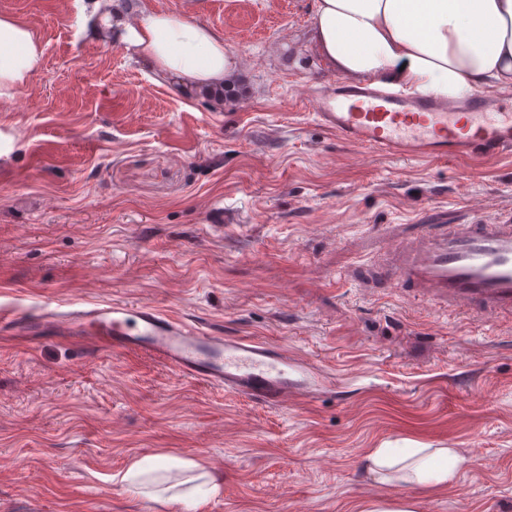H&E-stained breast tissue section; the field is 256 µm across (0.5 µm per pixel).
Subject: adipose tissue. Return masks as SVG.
<instances>
[{"mask_svg":"<svg viewBox=\"0 0 512 512\" xmlns=\"http://www.w3.org/2000/svg\"><path fill=\"white\" fill-rule=\"evenodd\" d=\"M113 2L96 0L95 7L114 42L159 78L221 102L241 64L222 36L173 13L129 16ZM313 27L321 51L346 74L447 96L512 88V0H316ZM43 63L35 28L0 13V98L27 88ZM460 462L451 448H377L366 457L378 480L432 486L447 484Z\"/></svg>","mask_w":512,"mask_h":512,"instance_id":"obj_1","label":"adipose tissue"}]
</instances>
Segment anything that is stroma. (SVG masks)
Wrapping results in <instances>:
<instances>
[{
  "mask_svg": "<svg viewBox=\"0 0 512 512\" xmlns=\"http://www.w3.org/2000/svg\"><path fill=\"white\" fill-rule=\"evenodd\" d=\"M208 25L242 59L223 104L157 82L92 39L94 0H0L45 66L0 121V309L125 299L288 348L327 379L285 409L137 354L46 336L0 346V512H512V316L388 288L382 236L512 217V155L383 158L339 141L312 101L340 73L312 40L315 0H127ZM443 442V487L381 483L370 450ZM196 462L199 508L114 484L134 458ZM220 472L217 494L207 476Z\"/></svg>",
  "mask_w": 512,
  "mask_h": 512,
  "instance_id": "stroma-1",
  "label": "stroma"
}]
</instances>
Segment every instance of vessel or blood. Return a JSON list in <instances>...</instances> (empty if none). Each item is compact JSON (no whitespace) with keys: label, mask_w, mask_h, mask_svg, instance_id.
<instances>
[{"label":"vessel or blood","mask_w":512,"mask_h":512,"mask_svg":"<svg viewBox=\"0 0 512 512\" xmlns=\"http://www.w3.org/2000/svg\"><path fill=\"white\" fill-rule=\"evenodd\" d=\"M321 125L344 143L382 157L469 160L512 154V103L483 93L406 95L382 85L336 79L313 95ZM379 248L390 287L486 316L512 313V222L476 220L410 243L385 236ZM43 336L92 353L133 352L182 377L284 408L312 397L320 378L287 350L191 325L149 304L82 300L67 309L0 315V343Z\"/></svg>","instance_id":"1"}]
</instances>
